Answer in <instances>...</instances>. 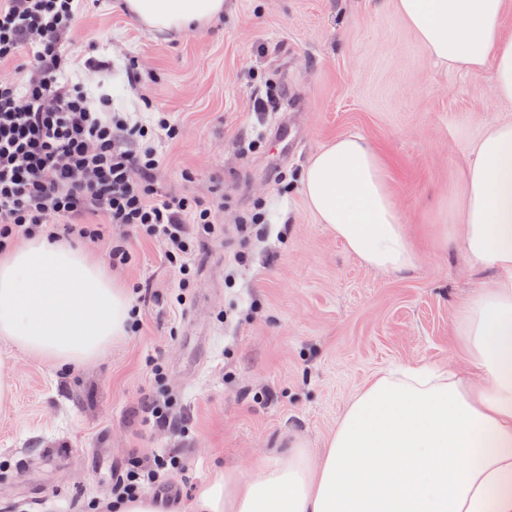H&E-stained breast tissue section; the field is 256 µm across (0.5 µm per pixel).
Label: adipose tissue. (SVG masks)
I'll list each match as a JSON object with an SVG mask.
<instances>
[{
  "mask_svg": "<svg viewBox=\"0 0 512 512\" xmlns=\"http://www.w3.org/2000/svg\"><path fill=\"white\" fill-rule=\"evenodd\" d=\"M148 28L179 31L223 14L224 0H125ZM429 57L489 69L512 100V36L492 30L506 0H396ZM310 209L366 266L418 257L384 164L358 134L319 150L302 176ZM460 247L500 271L457 320L468 370L413 364L378 374L345 410L323 453L295 444L251 476L216 470L193 512H512V123L489 127L463 175ZM133 305L83 250L36 235L0 253V339L45 362L78 365L125 336Z\"/></svg>",
  "mask_w": 512,
  "mask_h": 512,
  "instance_id": "obj_1",
  "label": "adipose tissue"
}]
</instances>
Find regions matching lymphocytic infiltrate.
<instances>
[{
    "label": "lymphocytic infiltrate",
    "mask_w": 512,
    "mask_h": 512,
    "mask_svg": "<svg viewBox=\"0 0 512 512\" xmlns=\"http://www.w3.org/2000/svg\"><path fill=\"white\" fill-rule=\"evenodd\" d=\"M78 0H0V65L20 62L22 78L0 80V247L40 233L53 239H99L110 226L145 231L161 240L165 258L188 288L196 247L218 234L213 204L161 196L155 176L156 137L176 138L167 116L147 127L109 112L62 83L68 65L58 43L79 15ZM98 216L95 224L87 216ZM182 467L157 454L116 474L115 500L163 487Z\"/></svg>",
    "instance_id": "obj_1"
}]
</instances>
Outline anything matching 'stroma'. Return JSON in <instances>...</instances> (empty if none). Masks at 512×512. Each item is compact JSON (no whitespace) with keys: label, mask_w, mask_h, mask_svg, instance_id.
Instances as JSON below:
<instances>
[{"label":"stroma","mask_w":512,"mask_h":512,"mask_svg":"<svg viewBox=\"0 0 512 512\" xmlns=\"http://www.w3.org/2000/svg\"><path fill=\"white\" fill-rule=\"evenodd\" d=\"M82 5L61 39L67 82L145 122L168 112L180 134L158 146L156 187L216 203L224 236L196 249L182 309L159 241L119 226L81 241L107 265L124 246L117 273L142 320L95 362L55 368L0 340V512H105L114 466L164 450L183 461L167 508L186 512L215 468L272 464L298 441L318 455L375 373L463 363L458 310L497 273L458 247L461 172L487 128L512 122L488 71L435 64L395 0H224L178 34L120 0ZM353 133L383 159L419 256L407 271L364 265L306 202L312 156ZM156 387L177 426L133 422Z\"/></svg>","instance_id":"35a3bbf8"}]
</instances>
